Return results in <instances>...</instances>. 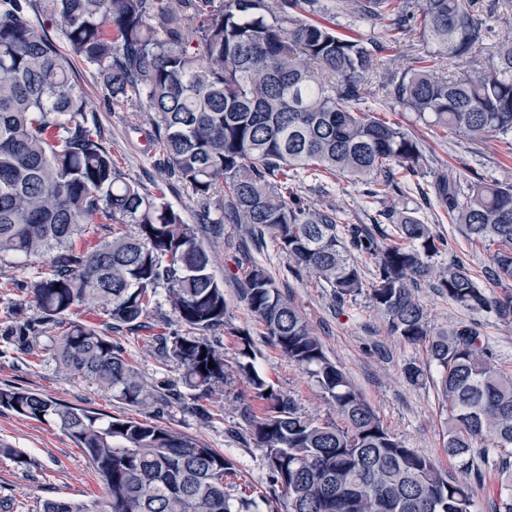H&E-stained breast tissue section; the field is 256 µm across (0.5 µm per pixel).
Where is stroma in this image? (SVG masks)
<instances>
[{"instance_id":"stroma-1","label":"stroma","mask_w":512,"mask_h":512,"mask_svg":"<svg viewBox=\"0 0 512 512\" xmlns=\"http://www.w3.org/2000/svg\"><path fill=\"white\" fill-rule=\"evenodd\" d=\"M73 79L104 128L112 157L126 177L151 192L163 194L187 223H198L201 207L197 196L158 166L155 152L149 147L148 113L108 106L104 86L94 70L83 63H74ZM364 104L381 119L399 124L418 140L424 157L421 173L395 168L394 174L404 186L403 194L397 196L377 193L374 184L354 182L343 176L311 175L303 178L299 186L305 202L318 207L335 206L346 224H372L378 212L386 209L412 212L443 239L441 262L460 256L473 277L479 283H487L489 252L472 247L458 226L450 223L432 185L448 174L456 177L464 188L480 178L512 183V134L488 138L462 136L431 125L391 99L369 94ZM204 240L212 251L213 272L223 283L230 306V315L219 333L226 364H234L239 336L248 334L254 344L256 365L275 389L291 395L304 413L330 415L332 409L318 388L269 344L263 327L238 297L241 271L236 260L240 246L247 242L244 231L228 224L221 234H205ZM250 256L268 269L281 294L303 313L328 356L347 373L391 433L405 447L430 457L441 468H450L442 449L446 410L433 385H415L405 376L409 364L426 366L425 350L390 336L367 296H358L345 307L336 308L329 289L289 269L287 258L272 238H265L262 246L251 248ZM31 267L28 261L0 267V273L14 282L13 288H0V331L12 324L15 315L35 313L31 297L20 288ZM417 297L434 327L449 329L461 322L475 324L496 365L512 375V324L486 312L465 311L449 304L429 281L421 284ZM119 341L149 385L172 388L179 384L180 368L158 360L140 336L126 333L120 335ZM7 384L111 416L157 418L208 447L229 453L238 464V483L248 486L256 496L266 491L262 452L249 439L244 418L248 412L260 414L261 405L251 399L248 384L237 373H229L220 399L208 403L209 416L205 419L177 405L158 414L151 408L140 410L113 401L110 393L96 385L59 372L47 349L31 357L0 347V387ZM0 442L16 448L29 460L28 466L21 468L0 456V512H42L44 503L50 499L84 502L98 494L95 476L82 450L59 426L0 408Z\"/></svg>"}]
</instances>
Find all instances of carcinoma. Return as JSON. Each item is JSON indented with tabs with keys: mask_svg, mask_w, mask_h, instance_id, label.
Here are the masks:
<instances>
[{
	"mask_svg": "<svg viewBox=\"0 0 512 512\" xmlns=\"http://www.w3.org/2000/svg\"><path fill=\"white\" fill-rule=\"evenodd\" d=\"M339 7L397 45L417 36L426 47L402 73L379 74L381 44L315 20ZM498 7L512 10V0H0V265L49 258L23 285L36 314L15 318L0 343L34 355L45 339L57 369L139 409L189 400L203 413V402L224 393L216 332L229 309L211 252L198 226L122 173L73 82L71 61L79 60L112 107L151 113L150 146L204 214L216 207L212 232L224 223L254 240L270 236L337 305L365 294L390 335L424 347L448 412L443 451L455 462L443 470L404 447L267 269L245 254L241 300L336 420L300 412L258 371L252 340L240 336L235 369L263 404L248 420L267 472L258 501L232 493V459L170 427L1 387L0 408L58 425L99 482L90 502L50 500L43 512H261L263 503L276 504L274 512H471L477 460L512 486V376L495 366L474 325L432 328L415 291L433 279L449 303L505 323L512 294L481 286L460 258L437 263L441 238L406 212H383L393 236L379 237L358 224L338 227L336 208L306 205L296 187L311 169L402 193L391 166L417 169L419 145L361 105L371 90L451 132L512 133V35L496 36L487 22ZM34 16L60 24L66 49ZM490 43L484 65L476 54ZM445 65L448 74L437 73ZM436 192L467 240L491 251L489 279L511 281L512 183L477 182L464 195L451 176ZM353 251L372 261L370 279ZM162 300L186 334L149 322ZM86 305L97 321L72 318ZM123 330L175 363L182 388L166 395L150 387L112 342Z\"/></svg>",
	"mask_w": 512,
	"mask_h": 512,
	"instance_id": "obj_1",
	"label": "carcinoma"
}]
</instances>
